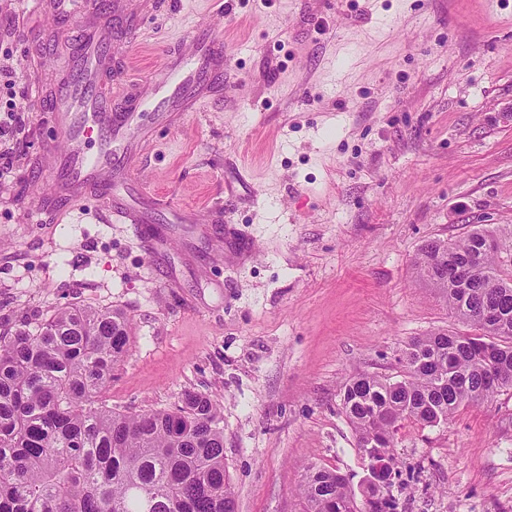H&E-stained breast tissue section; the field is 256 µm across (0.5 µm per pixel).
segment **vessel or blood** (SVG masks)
<instances>
[{"label":"vessel or blood","mask_w":512,"mask_h":512,"mask_svg":"<svg viewBox=\"0 0 512 512\" xmlns=\"http://www.w3.org/2000/svg\"><path fill=\"white\" fill-rule=\"evenodd\" d=\"M109 18L87 21L68 74L59 83L54 121L62 134L46 171L64 206L93 199L119 224L153 223L165 209L175 224H196L198 213L161 200L128 176V159L149 122L169 112L195 111L208 88L224 78V44L211 34L192 40L189 55H168L162 79L146 77L145 94L123 112L114 111L104 81L112 60Z\"/></svg>","instance_id":"obj_1"}]
</instances>
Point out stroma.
<instances>
[{
	"label": "stroma",
	"instance_id": "obj_1",
	"mask_svg": "<svg viewBox=\"0 0 512 512\" xmlns=\"http://www.w3.org/2000/svg\"><path fill=\"white\" fill-rule=\"evenodd\" d=\"M57 0H0V111L21 132L0 174V336L69 304L119 309L131 350L107 402L216 401L238 512H301L303 467H364L340 405L347 380L400 375L415 337L459 324L413 261L490 224L512 238V0H127L108 80L206 31L224 81L155 128L133 177L206 218L113 224L93 202L53 216L47 119L81 38ZM512 390L448 423L404 422L397 512H512Z\"/></svg>",
	"mask_w": 512,
	"mask_h": 512
}]
</instances>
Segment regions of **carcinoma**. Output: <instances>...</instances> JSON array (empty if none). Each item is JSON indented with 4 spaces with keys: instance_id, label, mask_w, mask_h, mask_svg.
I'll return each mask as SVG.
<instances>
[{
    "instance_id": "cac0c4a2",
    "label": "carcinoma",
    "mask_w": 512,
    "mask_h": 512,
    "mask_svg": "<svg viewBox=\"0 0 512 512\" xmlns=\"http://www.w3.org/2000/svg\"><path fill=\"white\" fill-rule=\"evenodd\" d=\"M487 241L502 243L477 224L420 248L418 280L470 331L419 336L398 377L364 373L342 386L357 453L367 448L396 466L403 422L436 426L512 389V268ZM465 265L474 270L466 280L457 273ZM131 331L120 311L73 305L0 336V512H236L210 399L188 392L172 409L138 414L103 400ZM298 494L303 512H351L355 500L337 471L312 464ZM395 509L389 484L373 512Z\"/></svg>"
}]
</instances>
